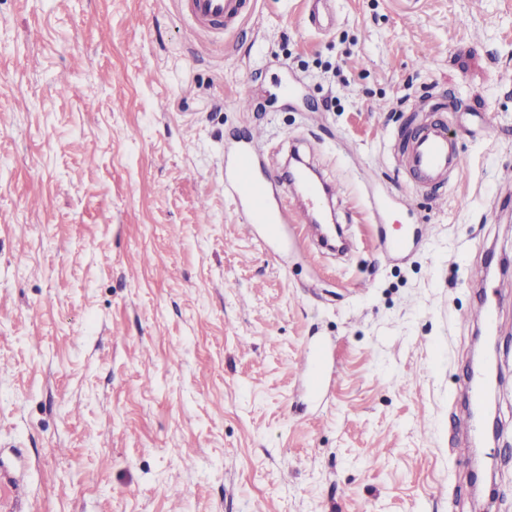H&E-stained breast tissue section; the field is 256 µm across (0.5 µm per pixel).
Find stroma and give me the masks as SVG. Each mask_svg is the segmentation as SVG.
<instances>
[{"label": "stroma", "mask_w": 512, "mask_h": 512, "mask_svg": "<svg viewBox=\"0 0 512 512\" xmlns=\"http://www.w3.org/2000/svg\"><path fill=\"white\" fill-rule=\"evenodd\" d=\"M308 10L257 0L215 42L174 0H0V448L29 512H512V0ZM437 107L464 168L434 203L395 155ZM257 129L284 200L294 150L335 184L347 255L295 220L243 234L224 150ZM478 266L481 471L456 453ZM306 355L309 361L307 387L310 392L316 393L331 382L327 371L329 350L322 344H316L306 350Z\"/></svg>", "instance_id": "1"}]
</instances>
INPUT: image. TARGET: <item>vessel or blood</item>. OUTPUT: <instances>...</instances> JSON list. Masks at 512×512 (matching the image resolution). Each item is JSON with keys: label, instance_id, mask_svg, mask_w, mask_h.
I'll use <instances>...</instances> for the list:
<instances>
[{"label": "vessel or blood", "instance_id": "1", "mask_svg": "<svg viewBox=\"0 0 512 512\" xmlns=\"http://www.w3.org/2000/svg\"><path fill=\"white\" fill-rule=\"evenodd\" d=\"M184 21L197 33L213 38L243 23L252 0H177ZM258 136L239 142L224 158V187L237 203L246 223L284 224L288 221L286 207L274 206L270 179L258 174ZM396 161L399 170L417 192L440 200L441 190L464 166V160L448 135V124L437 118L419 126L408 136L399 150ZM326 184L307 187L300 192L305 206L307 224H314L315 214L322 211V196ZM309 361L307 387L318 392L329 381L327 364L329 350L321 344L307 349Z\"/></svg>", "mask_w": 512, "mask_h": 512}]
</instances>
